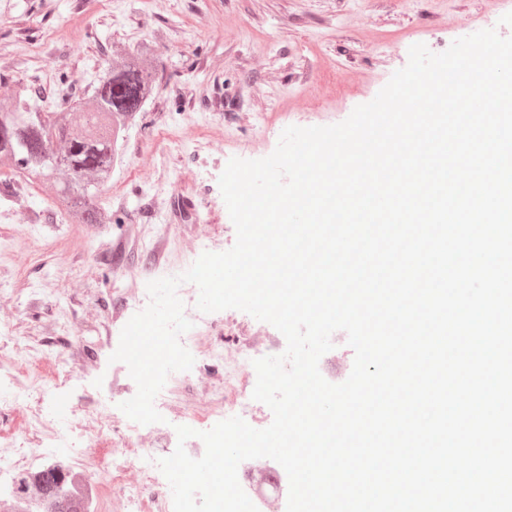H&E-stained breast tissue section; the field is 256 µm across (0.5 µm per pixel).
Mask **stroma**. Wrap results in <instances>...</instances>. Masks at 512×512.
Instances as JSON below:
<instances>
[{
  "mask_svg": "<svg viewBox=\"0 0 512 512\" xmlns=\"http://www.w3.org/2000/svg\"><path fill=\"white\" fill-rule=\"evenodd\" d=\"M492 28L512 37V0H0V88L27 87L35 103L90 90L113 50L160 58L155 94L98 198L111 223H68L36 181L0 172V383L24 396L0 415V442L36 452L29 415L66 402L79 451L49 461L77 477L94 512L88 467L130 486L141 480L137 449L169 456L168 422L190 413L193 429H211L224 368L202 363L163 422L126 447L119 405L137 386L110 357L140 289L191 267L204 244L234 245L219 187L229 160L269 156L286 127L344 121L407 65L412 45L440 53ZM181 196L201 221H172ZM214 326L228 358L277 335L236 309L215 312Z\"/></svg>",
  "mask_w": 512,
  "mask_h": 512,
  "instance_id": "stroma-1",
  "label": "stroma"
}]
</instances>
